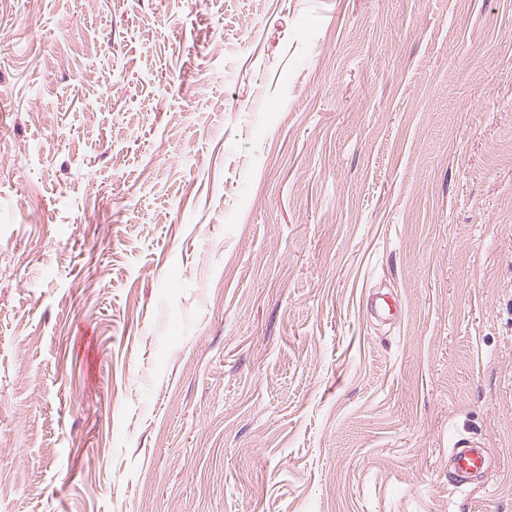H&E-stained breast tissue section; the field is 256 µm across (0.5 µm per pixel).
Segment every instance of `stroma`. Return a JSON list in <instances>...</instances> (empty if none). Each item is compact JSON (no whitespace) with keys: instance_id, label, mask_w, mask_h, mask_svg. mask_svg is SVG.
<instances>
[{"instance_id":"obj_1","label":"stroma","mask_w":512,"mask_h":512,"mask_svg":"<svg viewBox=\"0 0 512 512\" xmlns=\"http://www.w3.org/2000/svg\"><path fill=\"white\" fill-rule=\"evenodd\" d=\"M0 512H512V0H5ZM494 467L486 449L475 440L458 439L448 455V478L457 487L484 478Z\"/></svg>"}]
</instances>
